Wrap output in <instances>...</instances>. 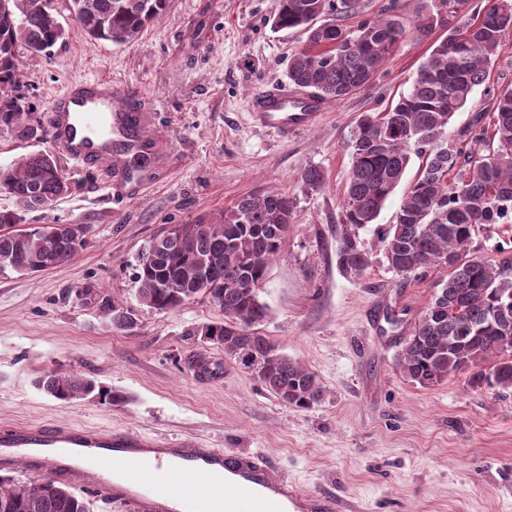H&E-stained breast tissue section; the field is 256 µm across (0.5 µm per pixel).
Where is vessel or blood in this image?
I'll list each match as a JSON object with an SVG mask.
<instances>
[{"label": "vessel or blood", "instance_id": "vessel-or-blood-1", "mask_svg": "<svg viewBox=\"0 0 512 512\" xmlns=\"http://www.w3.org/2000/svg\"><path fill=\"white\" fill-rule=\"evenodd\" d=\"M140 101L133 86L117 91L102 78L76 83L57 97L48 135L87 167L115 154L150 153L133 112ZM323 108L314 94L288 86L262 89L249 103L254 125L284 140L314 125ZM20 463L127 512H340L334 497L300 492L269 460L195 439L60 423L0 427V471Z\"/></svg>", "mask_w": 512, "mask_h": 512}]
</instances>
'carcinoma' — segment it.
I'll use <instances>...</instances> for the list:
<instances>
[{
    "instance_id": "1",
    "label": "carcinoma",
    "mask_w": 512,
    "mask_h": 512,
    "mask_svg": "<svg viewBox=\"0 0 512 512\" xmlns=\"http://www.w3.org/2000/svg\"><path fill=\"white\" fill-rule=\"evenodd\" d=\"M70 2L77 32L115 45L137 41L168 8V0ZM464 4L433 0L431 11L411 28L391 13L350 32L336 24V16L351 10V0H277L272 26L306 34L304 47L289 59V84L338 102L364 88L405 38L423 39L433 22L454 19L408 92L390 108L362 116L350 133L336 256L346 272L364 273L369 260L352 230L374 223L418 159L395 223L384 233L385 257L400 276L446 267L448 277L438 281L403 341L400 368L426 388L465 373L472 389L512 390V260L490 263L469 252L480 226L512 215V88L497 92L489 122L479 115L465 144L448 143L451 118L486 83L503 38L512 32V3L484 0L475 16L467 15ZM68 34L53 0H0L1 123L35 135L30 108L16 95L18 53L38 57ZM69 189L55 157L45 152L0 168V191L14 201V207L0 208V227H14L0 234L1 271L43 272L87 246L89 240L65 224L25 225V214L49 209ZM293 217V204L281 192L243 196L215 218L171 225L150 244L136 278L141 304L155 312L174 310L198 295L207 298L224 313V322L208 326V338L282 403L308 409L323 398L319 377L256 329L267 316L259 292ZM172 237L189 246L168 245ZM111 321L119 329L136 324L132 311L115 306ZM37 385L59 401L92 394L108 404L123 399L70 371L47 372ZM0 512H89V506L55 480L33 485L1 476Z\"/></svg>"
}]
</instances>
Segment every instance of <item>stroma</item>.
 Instances as JSON below:
<instances>
[{
	"mask_svg": "<svg viewBox=\"0 0 512 512\" xmlns=\"http://www.w3.org/2000/svg\"><path fill=\"white\" fill-rule=\"evenodd\" d=\"M54 5L69 36L20 63L18 91L37 133L24 139L0 124V166L53 152L46 119L56 96L97 77L119 90L141 89V127L159 150L138 170L143 189L119 202L101 173L61 157L69 193L27 214L30 224H89L93 232L65 265L0 272V423L197 437L266 457L300 490L337 497L341 512H512V390H472L461 374L424 388L399 369L401 343L446 274L437 267L402 277L389 269L376 229L393 223L401 193L356 232L370 259L364 273L342 271L336 258L349 134L362 115L409 90L447 27L406 38L366 88L325 102L314 126L282 141L249 115L254 93L287 83L289 58L305 41L272 28L276 0H170L166 14L121 46L72 33L68 0ZM392 5L405 25L421 17L422 0H356L340 22L353 30ZM507 86L512 34L486 84L451 119V141L464 140L476 117L489 113L488 89ZM308 167L322 171L321 187L301 181ZM265 190L286 194L294 219L259 293L268 314L258 330L322 381L323 399L306 410L282 403L205 338L207 325L223 319L206 298L167 313L139 302L140 260L168 225ZM470 248L496 261L512 255V223L481 226ZM116 306L133 311L136 327L112 325ZM194 357L212 359L221 375L193 377ZM51 370L82 373L125 399L56 400L36 386Z\"/></svg>",
	"mask_w": 512,
	"mask_h": 512,
	"instance_id": "obj_1",
	"label": "stroma"
}]
</instances>
